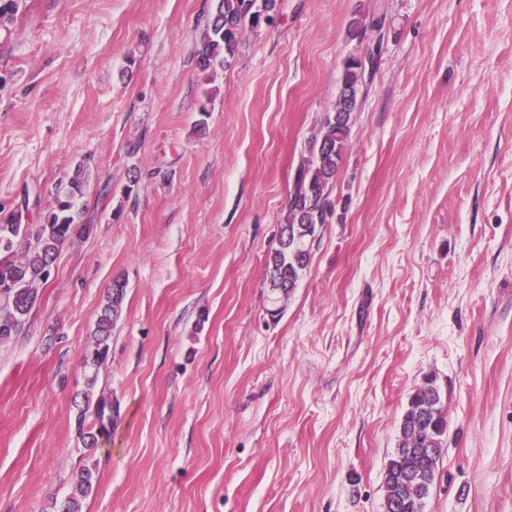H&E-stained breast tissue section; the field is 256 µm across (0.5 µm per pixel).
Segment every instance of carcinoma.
Masks as SVG:
<instances>
[{"label": "carcinoma", "instance_id": "obj_1", "mask_svg": "<svg viewBox=\"0 0 512 512\" xmlns=\"http://www.w3.org/2000/svg\"><path fill=\"white\" fill-rule=\"evenodd\" d=\"M20 0H0V26L14 20ZM276 0H213L206 30L196 49L197 68L207 73L231 66L242 32L272 24ZM368 65L347 59L340 69L333 110L321 119L295 170L279 246L266 260V283L273 302L289 299L307 271L310 252L320 240L323 225L333 215L331 194L339 163L350 141L353 113L358 108L361 81ZM85 168L79 166L57 192L53 207L41 224H23L15 212L0 215V344L24 328L36 306L39 287L47 284L45 271L55 263L60 248L90 233L80 222ZM126 283L112 282L101 306L85 354L90 375L83 405L78 407L76 430L84 449L97 447L98 437L112 424V399L93 397L99 368L110 352L112 329L120 319ZM448 417L435 378L427 376L410 396L399 423V436L384 469L383 512H425L445 448ZM97 484L89 467L75 472L68 495L53 512H84Z\"/></svg>", "mask_w": 512, "mask_h": 512}]
</instances>
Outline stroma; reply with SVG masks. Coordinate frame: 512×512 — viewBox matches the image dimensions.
Instances as JSON below:
<instances>
[{
    "instance_id": "1",
    "label": "stroma",
    "mask_w": 512,
    "mask_h": 512,
    "mask_svg": "<svg viewBox=\"0 0 512 512\" xmlns=\"http://www.w3.org/2000/svg\"><path fill=\"white\" fill-rule=\"evenodd\" d=\"M211 7L23 0L0 28V209L40 223L82 165L92 227L0 345V512H51L84 466L86 512H383L431 374L448 433L425 512H512V0H277L204 73ZM376 39L334 213L270 319L295 169ZM118 277L88 453L83 356Z\"/></svg>"
}]
</instances>
